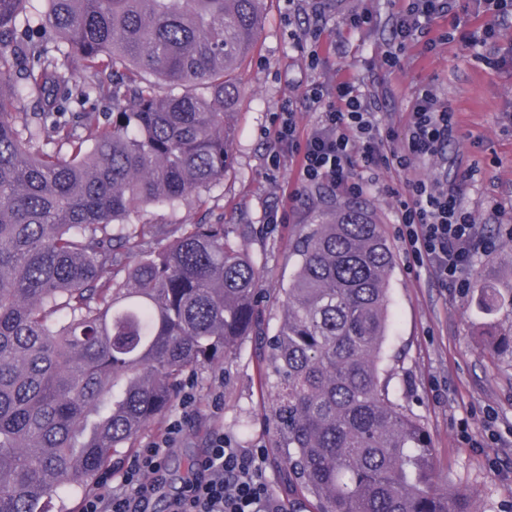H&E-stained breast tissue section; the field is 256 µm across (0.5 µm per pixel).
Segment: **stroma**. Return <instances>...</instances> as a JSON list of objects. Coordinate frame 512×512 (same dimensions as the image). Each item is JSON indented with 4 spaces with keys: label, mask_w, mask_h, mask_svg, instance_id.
Masks as SVG:
<instances>
[{
    "label": "stroma",
    "mask_w": 512,
    "mask_h": 512,
    "mask_svg": "<svg viewBox=\"0 0 512 512\" xmlns=\"http://www.w3.org/2000/svg\"><path fill=\"white\" fill-rule=\"evenodd\" d=\"M367 6L375 25L348 27L349 17ZM399 6V0H328L319 16L314 0H267L256 49L241 68L233 162L223 182L177 208L149 210V218L161 224H221L242 238L266 272L260 308L268 333L276 332L285 313L282 290L294 275L302 230L318 222L327 200L339 197L328 187L312 186L287 201L295 165L287 160L275 169L268 162L274 112L283 101L302 102L314 81L354 78L363 93L385 101L383 120L394 125L405 123L422 86L432 88L451 103L461 135L449 158L460 167L478 168L475 182L464 189L466 205L480 214L488 200H497L502 221L512 224V25L501 27L496 42L481 49L458 38L428 53L409 45L400 68L386 72L377 62ZM316 25L322 29L319 42L292 35ZM339 40L345 44L341 55L333 50ZM314 49L324 59L316 70L307 64ZM397 181L395 173L379 171L365 196L394 255L388 282L391 326L382 362L390 396L429 432L439 486L466 489L475 512H512V360L485 351L486 319L472 289L437 288L425 271L409 270L396 204L385 191ZM274 207L285 212V223H265ZM467 277L512 292V240L478 256ZM188 377L185 389L194 397V410L171 450L154 512H168L192 464L219 434L236 447L261 449L262 477L273 497L288 512H312L306 498L289 492L274 462L269 395L254 337H242L231 359L216 358ZM218 396L224 401L219 410L214 407Z\"/></svg>",
    "instance_id": "35a3bbf8"
}]
</instances>
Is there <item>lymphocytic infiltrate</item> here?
Listing matches in <instances>:
<instances>
[{
  "label": "lymphocytic infiltrate",
  "mask_w": 512,
  "mask_h": 512,
  "mask_svg": "<svg viewBox=\"0 0 512 512\" xmlns=\"http://www.w3.org/2000/svg\"><path fill=\"white\" fill-rule=\"evenodd\" d=\"M462 9L461 0H402L392 18L381 68L397 67L408 43L428 51L437 40H449L460 27ZM441 18L448 29L432 38ZM304 101L307 109L320 113L318 125L301 131L298 110L287 101L275 116L272 133V167H280L287 158L297 164L298 187L289 191V199H297L299 187L309 185H327L359 198L367 189L365 175L382 169L395 172L399 181L386 192L397 202L396 218L407 252L438 288L467 287L464 274L476 257L494 251L500 239L512 240V224H498L496 233H487L465 207L463 188L476 171L447 173L448 148L458 140L454 110L431 88L420 90L400 127L382 124L378 103L351 81L314 82ZM433 165L439 166V173L418 174V167ZM192 404L191 395H183L180 411L171 416L163 438L129 459L120 482L107 495L86 496L82 512H151L168 452ZM261 457V451L236 448L215 436L169 512H278L262 477Z\"/></svg>",
  "instance_id": "1"
}]
</instances>
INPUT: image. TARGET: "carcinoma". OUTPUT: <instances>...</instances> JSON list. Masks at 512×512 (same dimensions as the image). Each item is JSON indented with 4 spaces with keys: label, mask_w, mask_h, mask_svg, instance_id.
<instances>
[{
    "label": "carcinoma",
    "mask_w": 512,
    "mask_h": 512,
    "mask_svg": "<svg viewBox=\"0 0 512 512\" xmlns=\"http://www.w3.org/2000/svg\"><path fill=\"white\" fill-rule=\"evenodd\" d=\"M29 2L0 0V512L96 484L242 336L262 340L275 460L315 512H474L381 373L393 254L367 204L302 234L272 336L264 271L224 225L136 223L224 181L266 0H47L53 38ZM488 335L512 358V335Z\"/></svg>",
    "instance_id": "obj_1"
}]
</instances>
